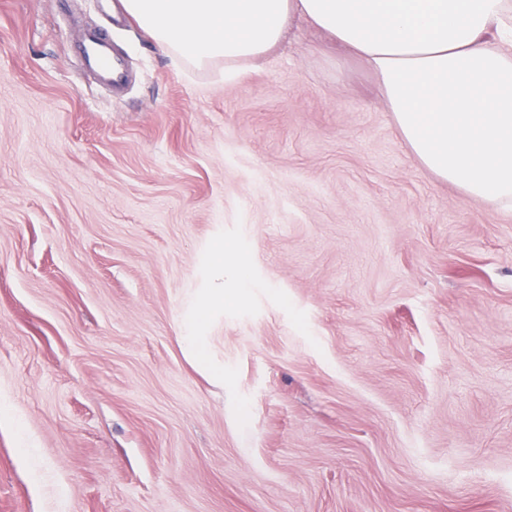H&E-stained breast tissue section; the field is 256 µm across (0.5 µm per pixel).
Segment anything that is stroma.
Masks as SVG:
<instances>
[{
    "instance_id": "35a3bbf8",
    "label": "stroma",
    "mask_w": 512,
    "mask_h": 512,
    "mask_svg": "<svg viewBox=\"0 0 512 512\" xmlns=\"http://www.w3.org/2000/svg\"><path fill=\"white\" fill-rule=\"evenodd\" d=\"M104 3L0 0V512H512V209L303 19L227 77ZM82 54L86 67L97 80L112 91L127 83L129 72L125 59L116 53L106 35L89 30L82 39Z\"/></svg>"
}]
</instances>
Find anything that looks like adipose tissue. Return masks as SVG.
Returning <instances> with one entry per match:
<instances>
[{"mask_svg": "<svg viewBox=\"0 0 512 512\" xmlns=\"http://www.w3.org/2000/svg\"><path fill=\"white\" fill-rule=\"evenodd\" d=\"M172 60L267 53L301 16L362 57L420 163L470 199L512 204V12L506 0H125Z\"/></svg>", "mask_w": 512, "mask_h": 512, "instance_id": "ef3b65f1", "label": "adipose tissue"}]
</instances>
